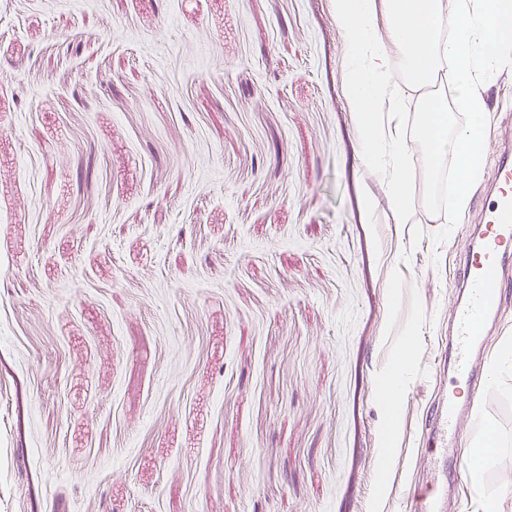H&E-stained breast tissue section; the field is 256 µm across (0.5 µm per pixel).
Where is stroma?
Here are the masks:
<instances>
[{
    "label": "stroma",
    "mask_w": 512,
    "mask_h": 512,
    "mask_svg": "<svg viewBox=\"0 0 512 512\" xmlns=\"http://www.w3.org/2000/svg\"><path fill=\"white\" fill-rule=\"evenodd\" d=\"M346 78L334 0H0V512H405L476 223H396ZM511 349L512 288L447 512H512Z\"/></svg>",
    "instance_id": "35a3bbf8"
}]
</instances>
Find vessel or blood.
<instances>
[{
    "mask_svg": "<svg viewBox=\"0 0 512 512\" xmlns=\"http://www.w3.org/2000/svg\"><path fill=\"white\" fill-rule=\"evenodd\" d=\"M484 145L494 158L492 177L474 184L469 195L479 206L484 227L479 242L467 245L456 281L466 297L454 310L452 359L459 384L477 392L483 360L477 347L488 320L496 309L500 290L512 280V129L494 126L485 133ZM462 404L452 401L439 407L431 425L437 435L435 467H444L449 452H456L460 463L470 464V449L457 445ZM410 503L414 512H442L441 489L437 484L414 488Z\"/></svg>",
    "mask_w": 512,
    "mask_h": 512,
    "instance_id": "vessel-or-blood-1",
    "label": "vessel or blood"
}]
</instances>
